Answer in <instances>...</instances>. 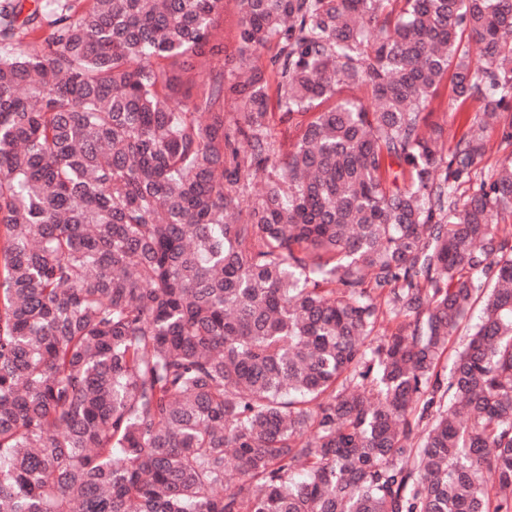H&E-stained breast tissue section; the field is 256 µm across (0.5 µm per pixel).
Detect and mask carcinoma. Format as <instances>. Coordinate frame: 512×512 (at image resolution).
<instances>
[{"instance_id":"carcinoma-1","label":"carcinoma","mask_w":512,"mask_h":512,"mask_svg":"<svg viewBox=\"0 0 512 512\" xmlns=\"http://www.w3.org/2000/svg\"><path fill=\"white\" fill-rule=\"evenodd\" d=\"M53 4L0 8V512H512V0H239L243 81L223 0ZM224 11L216 29L217 40L224 41V62L227 68L235 63L236 54V24L238 20L239 6L237 0H223ZM481 112L479 101L471 100L460 104L452 98L450 82L443 87L439 95L433 100L428 109L424 112L429 123H439L445 129V150L452 151L468 124L477 113ZM272 112L274 113L270 122L272 136L276 141V145L280 148L281 154L288 153L295 142V131L290 128L291 126L288 122L281 121V114L275 100L273 101ZM488 151L478 165V172L482 175L492 173L499 162L512 153V146L505 148L500 145V136L496 130L490 129L487 132Z\"/></svg>"}]
</instances>
